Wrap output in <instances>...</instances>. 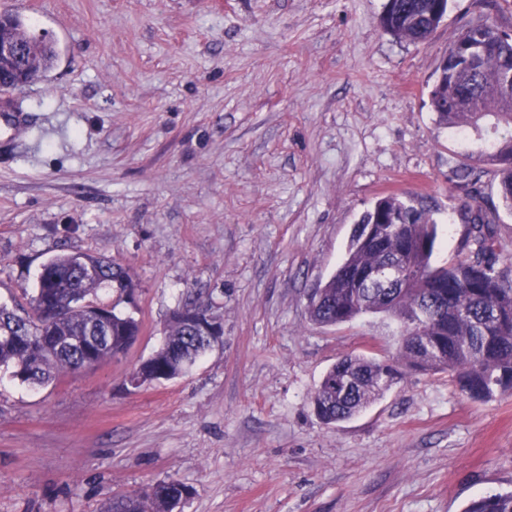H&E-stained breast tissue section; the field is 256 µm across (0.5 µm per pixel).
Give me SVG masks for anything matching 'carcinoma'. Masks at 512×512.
<instances>
[{
  "label": "carcinoma",
  "instance_id": "1",
  "mask_svg": "<svg viewBox=\"0 0 512 512\" xmlns=\"http://www.w3.org/2000/svg\"><path fill=\"white\" fill-rule=\"evenodd\" d=\"M448 0H388L381 22L400 41L422 42L444 20ZM58 56L54 45L34 48L37 65L48 70ZM430 104L438 124L460 136L493 131L484 161L498 177L497 193L512 214V33L486 18L461 29L436 69ZM463 191L457 206L467 225L468 253L432 264L437 220L415 194H387L364 212L354 227L336 272L310 300L311 319L323 325L352 322L382 313L396 321V359L347 355L322 377L311 404L325 424L349 420L381 397L405 372L448 373L472 400H488L512 389V262L501 257L496 237L498 209L484 196L480 177L458 166ZM19 314L0 306V324L21 336L0 340V368L32 386L52 383L83 368L96 339L98 362L125 352L140 331L134 316L118 314L102 298L115 289H135L129 270L104 256L72 252L46 262ZM399 266L405 280L395 288H368L375 271ZM207 351L203 340L172 316L162 345L139 364L140 384L184 375ZM192 493L179 480L162 481L110 500L103 512H173ZM464 512H512V491L481 496Z\"/></svg>",
  "mask_w": 512,
  "mask_h": 512
}]
</instances>
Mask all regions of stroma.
Listing matches in <instances>:
<instances>
[{"instance_id":"1","label":"stroma","mask_w":512,"mask_h":512,"mask_svg":"<svg viewBox=\"0 0 512 512\" xmlns=\"http://www.w3.org/2000/svg\"><path fill=\"white\" fill-rule=\"evenodd\" d=\"M0 0L58 57L10 93L0 134V304L64 251L105 254L137 288L125 351L31 387L0 373V512H102L171 478L175 512H463L512 489V392L462 396L413 374L327 425L310 396L351 354L392 358L383 315L321 325L310 298L381 196L438 220L433 260L461 255L455 166L497 179L478 141L439 126L429 91L468 22L512 29V0H451L401 42L387 0ZM205 304L223 342L185 375L135 388L171 315Z\"/></svg>"}]
</instances>
